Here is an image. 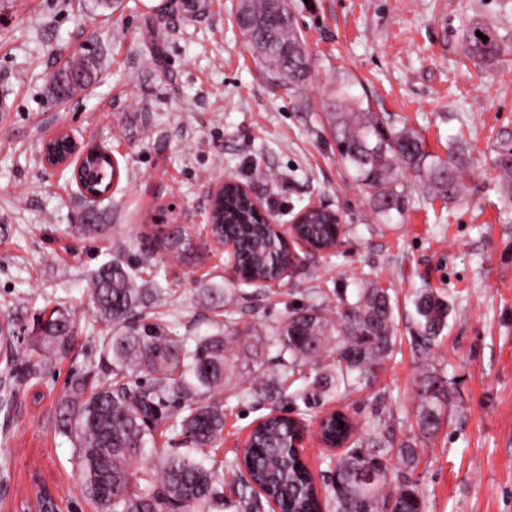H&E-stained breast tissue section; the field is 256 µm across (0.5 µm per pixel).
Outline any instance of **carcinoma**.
<instances>
[{"label": "carcinoma", "instance_id": "cac0c4a2", "mask_svg": "<svg viewBox=\"0 0 512 512\" xmlns=\"http://www.w3.org/2000/svg\"><path fill=\"white\" fill-rule=\"evenodd\" d=\"M238 25L248 48L261 60L275 80H302L310 68V55L297 27L288 0H240ZM483 37L476 36V32ZM470 58L492 65L506 53L496 27L476 22L464 41ZM66 71L81 76L74 92L91 78L88 60L75 53L66 61ZM355 81L343 80L327 104L328 124L342 161L367 189L379 219H392L399 210L401 168L420 177L426 194L455 200L465 192L461 164L442 160L426 152L424 140L402 129L385 131L382 123L362 106ZM494 165L512 193V149L497 152ZM90 178L98 177L96 188L104 191L112 179V164L104 156L89 163ZM299 234L316 244L330 245L336 235L333 215L313 210L299 225ZM70 233L81 238L105 239L108 224H74ZM212 238L232 235L238 239V264L254 279L264 280L280 263L284 248L274 232L258 221L247 200L227 189L224 202L217 204ZM158 282L128 271L115 258L102 266L92 279L91 298L97 319L106 327L98 367L104 381L90 382L73 376L61 397L58 411L60 432L69 436L78 451L83 490L98 512H223L224 487L236 490L240 512L259 508L253 485L264 489L281 512H425L417 486L402 482L381 500L386 460L393 455L406 468L417 464L419 452L408 444L386 448L366 439L336 460V484L332 500L316 496L311 472L292 448L297 426L277 414L276 402L285 388L271 391L269 377L254 371L250 363L264 346L277 347L281 382L297 375L315 387L322 386L321 364L328 358L336 367V382H347L353 373L370 372L391 351L395 337L394 311L388 291L370 282L358 289L356 300L340 311L330 302L290 313L271 335L247 329L237 335L233 311H226L224 333L177 336L169 321L148 310L147 301L160 294ZM421 317L424 343L432 345L448 317V302L432 291L422 293L416 303ZM74 315L58 306L40 314L30 343L39 361L20 377L27 383L74 346ZM19 318L0 320V348L14 354V331ZM308 371H302V368ZM248 372L249 390L261 395L268 413L254 427L244 459L218 461L216 448L224 432V393L232 379ZM180 406L165 409L169 398ZM443 400L441 379L422 372L417 424L421 433L432 436L439 428ZM181 437L185 451L158 453L155 431ZM348 427L330 418L322 428L329 442L345 438ZM246 464L251 481H243L241 464Z\"/></svg>", "mask_w": 512, "mask_h": 512}]
</instances>
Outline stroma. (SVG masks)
<instances>
[{
  "label": "stroma",
  "mask_w": 512,
  "mask_h": 512,
  "mask_svg": "<svg viewBox=\"0 0 512 512\" xmlns=\"http://www.w3.org/2000/svg\"><path fill=\"white\" fill-rule=\"evenodd\" d=\"M237 5L0 0V315L28 323L62 301L78 326L72 353L0 407V512H18L43 485L58 492L60 512H95L55 410L69 378L99 359L92 277L112 256L134 264L145 249L164 262L154 310L182 336L222 331L230 304L237 322L267 333L314 291L351 303L360 282L387 289L392 353L361 383L305 406L344 409L361 436L378 425L394 445H416L409 473L426 512H512V196L493 165L496 149L512 145V0H290L311 54L296 83L273 81L253 57ZM475 21L495 26L507 47L493 67L464 51ZM75 51L95 61L96 77L57 98L52 77ZM345 78L386 127L415 131L430 154L444 159L461 145L468 195L428 198L405 170L402 212L380 221L326 123L324 105ZM61 127L110 145L120 162L118 184L97 204L43 167L42 143ZM225 177L283 224L325 203L342 218L343 246L307 255L275 288L232 280L223 249L199 226L208 184ZM87 221L111 225V240L70 234ZM171 228L185 232L194 257H171ZM427 290L448 302L428 351L415 307ZM425 367L445 380L448 399L427 438L417 426ZM249 385L243 376L224 393L220 460L234 458L260 415Z\"/></svg>",
  "instance_id": "35a3bbf8"
}]
</instances>
